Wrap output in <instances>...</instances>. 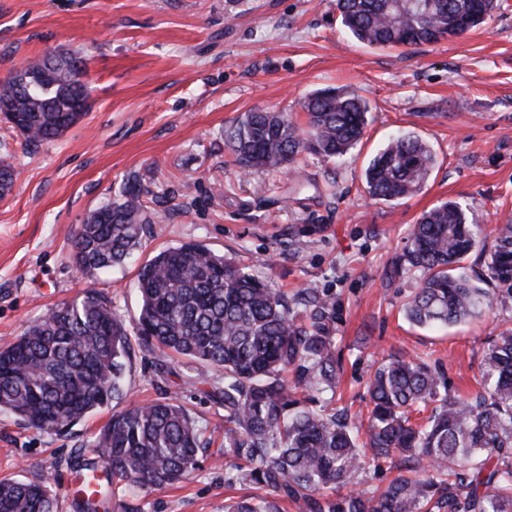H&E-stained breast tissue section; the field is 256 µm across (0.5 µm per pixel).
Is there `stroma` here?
Returning a JSON list of instances; mask_svg holds the SVG:
<instances>
[{
    "label": "stroma",
    "mask_w": 512,
    "mask_h": 512,
    "mask_svg": "<svg viewBox=\"0 0 512 512\" xmlns=\"http://www.w3.org/2000/svg\"><path fill=\"white\" fill-rule=\"evenodd\" d=\"M60 50L86 62V116L30 147L0 122V157L19 173L0 199V348L91 285L133 315L139 265L200 242L284 292L298 315L303 292L334 298L338 392L357 423L371 372L393 354L475 393L492 336L512 329V303L439 330L412 325L402 305L422 273L402 258L414 224L442 202H460L489 238L512 221V0L461 37L398 49L347 36L336 0H0V79ZM328 87L365 99L360 143L339 159L304 152L292 169L242 174L225 130L257 107L304 122V100ZM398 132L426 143L435 163L417 193L385 201L363 175ZM133 174L152 218L143 246L88 283L68 258L70 234ZM223 386L206 363L133 342L121 401L67 433L0 413V478L47 484L58 512H82L86 450L101 427L126 405L173 396L201 431L200 470L142 495L115 490L99 512H224Z\"/></svg>",
    "instance_id": "35a3bbf8"
}]
</instances>
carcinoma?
Segmentation results:
<instances>
[{"instance_id": "1", "label": "carcinoma", "mask_w": 512, "mask_h": 512, "mask_svg": "<svg viewBox=\"0 0 512 512\" xmlns=\"http://www.w3.org/2000/svg\"><path fill=\"white\" fill-rule=\"evenodd\" d=\"M336 0L341 26L380 48L437 43L455 21L460 33L484 23L497 0ZM81 57L67 52L28 61L0 81V111L26 146L62 136L88 107ZM306 126L288 114L256 108L224 133L240 168H282L303 153L336 157L363 136L366 101L354 91L325 89L303 104ZM434 163L429 148L399 134L364 170L368 193L400 200L417 192ZM14 165L0 158V195L12 191ZM151 223L140 183L93 211L71 237L69 259L89 277L122 264L142 246ZM463 207L444 202L413 227L406 261L423 272L403 304L406 319L439 327L512 302V224L481 240ZM484 272L458 273L474 251ZM141 306L125 319L96 292L64 302L0 349V412L47 432H67L123 395L131 335L162 351L212 366L224 375V480L255 490L224 512H278L277 499L303 512H512V330L489 344L475 396L448 389L426 362L392 355L367 385L365 439L348 408L324 399L316 407L295 390L335 393L340 361L330 336L336 304L308 295L309 325L298 323L284 295L202 243L156 252L136 274ZM486 287H481V284ZM424 414L412 421V414ZM203 447L194 420L174 397L112 414L85 465L96 489L84 501L97 512L108 485L140 490L179 483L199 468ZM390 472L382 488L357 490L368 469ZM41 483L0 480V512H57Z\"/></svg>"}]
</instances>
